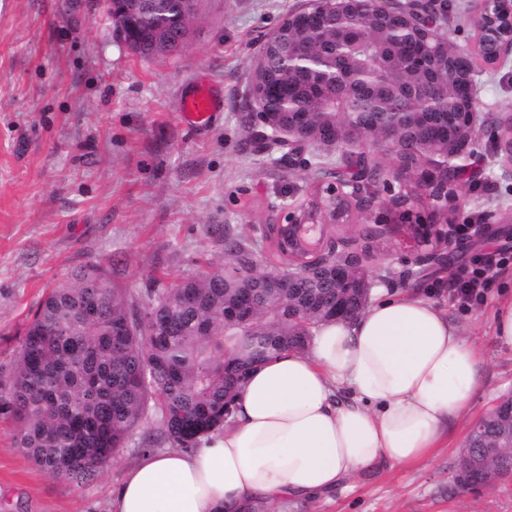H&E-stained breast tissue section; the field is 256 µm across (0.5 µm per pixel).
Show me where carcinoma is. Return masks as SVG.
Returning a JSON list of instances; mask_svg holds the SVG:
<instances>
[{"instance_id": "obj_1", "label": "carcinoma", "mask_w": 512, "mask_h": 512, "mask_svg": "<svg viewBox=\"0 0 512 512\" xmlns=\"http://www.w3.org/2000/svg\"><path fill=\"white\" fill-rule=\"evenodd\" d=\"M140 34L139 55L152 57L151 33L165 28L178 39L177 0L128 18ZM288 38V54L267 52V87L247 98L243 122L258 109L286 127L292 143L269 146L294 154L319 148L279 169L286 180L313 168L307 197L321 196L326 178L375 196L390 174L405 195L420 202L426 167L439 179L457 146L468 139L466 116L474 105V62L448 30L444 8L405 0L383 13L369 3L354 12H323L319 25L287 28L282 22L267 46ZM502 156L512 158V127L501 124ZM338 223L355 203L336 197ZM210 233L224 265L183 277L135 297L117 287L96 263L44 292L22 334L17 358L0 380V407L18 423L16 445L43 474L82 481L108 469L129 433L157 411L165 440L191 449L224 427L235 390L256 365L286 350L304 351L315 331L336 320L337 306L358 309L356 286L368 265L289 257L271 235V266L297 265L287 280L256 266L258 240L229 224ZM482 449L471 466L457 461L456 480L473 483Z\"/></svg>"}]
</instances>
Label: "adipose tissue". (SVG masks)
<instances>
[{"instance_id":"obj_1","label":"adipose tissue","mask_w":512,"mask_h":512,"mask_svg":"<svg viewBox=\"0 0 512 512\" xmlns=\"http://www.w3.org/2000/svg\"><path fill=\"white\" fill-rule=\"evenodd\" d=\"M480 362L435 302L380 289L359 317L320 326L308 350L254 369L223 431L189 452L142 454L113 491L111 512H229L418 463L466 411Z\"/></svg>"}]
</instances>
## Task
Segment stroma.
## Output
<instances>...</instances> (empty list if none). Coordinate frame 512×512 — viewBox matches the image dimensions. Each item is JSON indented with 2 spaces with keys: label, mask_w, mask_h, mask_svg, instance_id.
I'll return each instance as SVG.
<instances>
[{
  "label": "stroma",
  "mask_w": 512,
  "mask_h": 512,
  "mask_svg": "<svg viewBox=\"0 0 512 512\" xmlns=\"http://www.w3.org/2000/svg\"><path fill=\"white\" fill-rule=\"evenodd\" d=\"M307 0H201L190 42L144 58L114 37L102 0H0V369L10 370L21 331L45 289L95 262L132 295L198 274L224 254L213 224L281 221V205L305 196L302 179L284 181L270 156L246 143L240 122L249 65L262 39ZM210 82L223 109L202 129L187 126L180 95ZM480 122L476 178L440 212L410 207L413 224L442 219L488 224L479 243L454 239L467 264L487 249L512 252V164L497 155L499 118L512 114V56L478 72ZM369 265L387 284L431 295L448 274L429 275L400 234L372 243ZM512 271L482 304L438 302L482 355L481 384L440 448L411 466L382 465L318 499H286L276 512H512V481L461 489L454 464L469 426L512 391V349L494 336L493 311ZM17 424L0 414V512H109L126 469L161 434L149 414L119 460L77 483L39 473L16 446Z\"/></svg>",
  "instance_id": "obj_1"
}]
</instances>
